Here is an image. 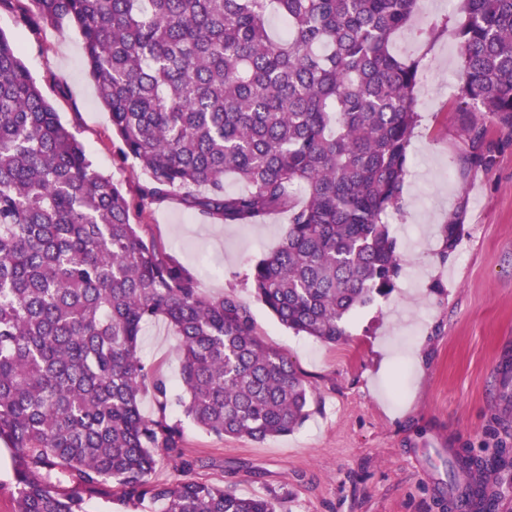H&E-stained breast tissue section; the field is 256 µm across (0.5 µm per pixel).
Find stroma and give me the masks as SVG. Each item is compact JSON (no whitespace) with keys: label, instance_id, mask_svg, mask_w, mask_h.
<instances>
[{"label":"stroma","instance_id":"obj_1","mask_svg":"<svg viewBox=\"0 0 512 512\" xmlns=\"http://www.w3.org/2000/svg\"><path fill=\"white\" fill-rule=\"evenodd\" d=\"M448 14L443 0H422L418 25L433 29V39H394L399 54L420 63L404 212L390 226L402 273L388 296L348 319L344 340L294 335L246 282L281 242L287 215L221 224L174 198L134 215L144 239L191 269L203 294L231 293L249 306L260 336L314 390L310 417L291 434L261 443L215 437L184 418L173 330L148 326L140 354L169 383L191 478L246 496L275 493L278 512H448L449 451L490 459L512 447V144L487 119L493 163L461 173L459 46L444 25ZM0 32L20 48L93 166L125 190L144 183L140 165L120 157L78 30L27 26L0 11ZM454 214L463 232L444 261L443 228Z\"/></svg>","mask_w":512,"mask_h":512}]
</instances>
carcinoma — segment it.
Returning <instances> with one entry per match:
<instances>
[{"mask_svg": "<svg viewBox=\"0 0 512 512\" xmlns=\"http://www.w3.org/2000/svg\"><path fill=\"white\" fill-rule=\"evenodd\" d=\"M453 28L469 119L462 170L493 161L495 118L512 140V0H464ZM419 0H28L25 25L71 23L121 155L148 180L103 176L0 32V442L14 512H88L84 495L131 512H277L185 477L153 479L184 447L164 379L142 360L146 326L178 336L184 414L218 438L262 442L310 416L313 390L257 333L232 294L146 242L131 213L173 193L223 224L288 213L277 248L249 269L258 301L296 335L336 344L346 321L396 286L419 62L392 51ZM279 16L274 37L269 20ZM234 175L246 189L228 192ZM302 200H297L296 190ZM462 225L448 218L441 258ZM153 392L155 410L140 401ZM512 465L454 452V512H494L485 483Z\"/></svg>", "mask_w": 512, "mask_h": 512, "instance_id": "cac0c4a2", "label": "carcinoma"}]
</instances>
